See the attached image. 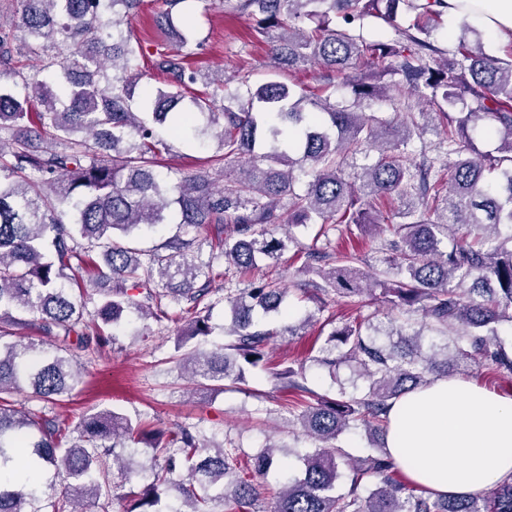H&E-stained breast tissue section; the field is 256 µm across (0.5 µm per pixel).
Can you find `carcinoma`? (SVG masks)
Masks as SVG:
<instances>
[{
  "instance_id": "cac0c4a2",
  "label": "carcinoma",
  "mask_w": 512,
  "mask_h": 512,
  "mask_svg": "<svg viewBox=\"0 0 512 512\" xmlns=\"http://www.w3.org/2000/svg\"><path fill=\"white\" fill-rule=\"evenodd\" d=\"M20 2L8 24L0 4V512H88V501L110 512L106 458L129 442L152 449L154 463L126 512H512V475L485 496L435 497L398 481L385 447L353 456L338 444L352 429L385 431L391 404L432 376L480 365L512 374L499 339L512 324V46L504 58L488 53L465 20L455 49L436 45L446 0H225L254 19L276 72L321 69L315 86L243 79L231 90L224 73L191 63L202 42L185 0H156L163 36L149 54L129 29L141 0ZM368 24L397 39L367 37ZM146 56L163 86L141 84ZM340 87L351 99L336 97ZM479 121L492 123L499 155L476 150L469 127ZM162 128L215 138L219 154L206 170L163 173ZM431 128L443 148L434 155ZM166 224L176 233L137 246ZM314 225L300 244L292 229ZM356 231L385 254L383 267H365L356 248L336 255L330 234ZM291 245L298 273L317 277L318 311L332 293L391 318L387 331L374 312L335 328L313 357L333 376L349 365L351 393L339 380L328 398L302 372L275 373L301 397L288 425L312 448L269 506L258 507V478L279 464L274 444L250 454L110 409L73 427L53 413L81 382L80 354L112 343L132 309L158 322L178 310L179 363L213 386L245 383L272 339L297 335L314 314L266 328L288 292L242 288L228 270L275 266ZM103 279L112 289L95 298L87 284ZM216 291L231 311L227 342L187 346L209 335ZM24 326L67 355L16 339ZM25 382L34 406L19 410ZM44 464L65 487L42 505Z\"/></svg>"
}]
</instances>
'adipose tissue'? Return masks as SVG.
Wrapping results in <instances>:
<instances>
[{
    "label": "adipose tissue",
    "instance_id": "ef3b65f1",
    "mask_svg": "<svg viewBox=\"0 0 512 512\" xmlns=\"http://www.w3.org/2000/svg\"><path fill=\"white\" fill-rule=\"evenodd\" d=\"M449 21L469 19L488 38L512 35V0H447ZM399 470L439 496L484 492L512 475V397L455 376L396 400L385 436Z\"/></svg>",
    "mask_w": 512,
    "mask_h": 512
}]
</instances>
